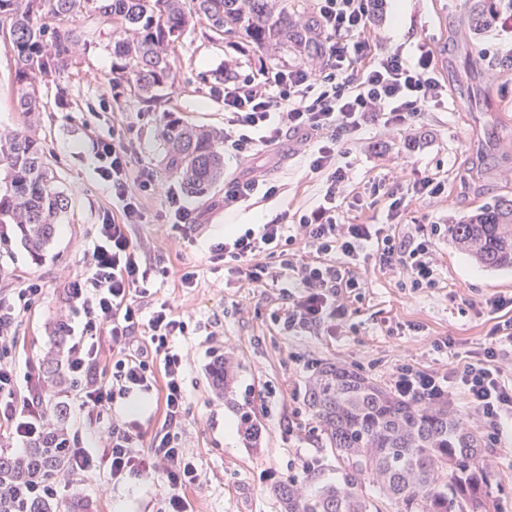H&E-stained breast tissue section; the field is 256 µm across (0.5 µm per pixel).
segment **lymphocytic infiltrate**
Listing matches in <instances>:
<instances>
[{
    "mask_svg": "<svg viewBox=\"0 0 512 512\" xmlns=\"http://www.w3.org/2000/svg\"><path fill=\"white\" fill-rule=\"evenodd\" d=\"M387 2L316 0V18L331 42L330 64L271 68L261 77H239L224 87V143L236 154L250 156L257 148L278 146L293 133L316 139L308 158L310 170L326 178L319 203L292 216L277 214L210 247L211 263L223 264L229 274L249 283L262 287L287 281L282 329L289 334L332 330L349 318L348 300L364 286L358 263L365 245L373 246L380 268L404 274L403 285L410 291L438 283L434 240L440 225L418 224L407 235L397 234L396 226L412 200L444 196L447 185L440 177L373 184V195L386 203L382 223L349 224L343 216L352 179L345 158L356 133L367 125L412 132L424 112L448 98L427 48L413 59L399 49L373 51V22ZM130 151V143L119 138L100 144L96 173L111 183L122 214L120 220L98 225L88 273L64 289L67 304L79 316L76 330L69 333L67 369L79 389L81 409L108 424L103 447L91 450L81 438L69 437V474L77 477L100 468L115 483L158 476L164 491L156 512H193L185 491L200 483L201 474L180 436L187 414L189 358L174 346L188 326L167 302L149 308L143 304L150 295L151 270L132 232L143 221L139 196L155 190L156 183L149 176L130 188ZM307 247L314 251L309 260L302 255ZM338 254L343 257L339 263L334 260ZM42 293L41 284L31 282L11 296H0V427L26 442L46 431L45 388L36 372L18 381L10 356L17 347L20 319ZM467 305L493 317L487 342L468 352L462 367L445 374L399 364L392 382L399 395L421 403L460 393L488 428V443L494 446L502 419L512 415V376L507 373L512 295L484 294ZM156 391L162 395L163 422L152 436H144L138 422L113 418L116 399ZM143 440L148 443L144 449L139 446Z\"/></svg>",
    "mask_w": 512,
    "mask_h": 512,
    "instance_id": "1",
    "label": "lymphocytic infiltrate"
}]
</instances>
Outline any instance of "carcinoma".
Returning <instances> with one entry per match:
<instances>
[{"label":"carcinoma","instance_id":"obj_1","mask_svg":"<svg viewBox=\"0 0 512 512\" xmlns=\"http://www.w3.org/2000/svg\"><path fill=\"white\" fill-rule=\"evenodd\" d=\"M491 0H473L471 25L491 23ZM14 61L19 109H40L38 84L61 73L77 51L109 34L116 59L112 81L145 102L173 84V54L190 23L208 37L243 34L260 51L323 53L313 15L288 11L286 0H0V22ZM160 163L201 194L224 174L218 138L172 120L162 132ZM0 224H13L24 245L44 251L69 198L39 141L26 131L0 135ZM448 240L493 270L512 269V198L448 225ZM307 402L325 443L344 466L342 477L311 494L297 484L274 487L282 512H500V479L488 459L482 427L446 400L402 399L347 365L327 362L309 383ZM57 427L20 454L0 451V512H60L56 481L69 468L70 449ZM372 486L374 493L364 490Z\"/></svg>","mask_w":512,"mask_h":512}]
</instances>
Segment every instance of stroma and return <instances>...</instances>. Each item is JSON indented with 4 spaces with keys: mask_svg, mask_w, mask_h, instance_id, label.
Wrapping results in <instances>:
<instances>
[{
    "mask_svg": "<svg viewBox=\"0 0 512 512\" xmlns=\"http://www.w3.org/2000/svg\"><path fill=\"white\" fill-rule=\"evenodd\" d=\"M471 5V0H390L385 20L374 25L378 51L399 47L410 54L420 45L433 47L440 77L448 86L447 104L423 115L417 144H410L405 134L370 125L359 132L348 158L354 173L352 199L364 196L377 180L447 177L452 203L412 202L404 216L407 229L416 222L444 225L477 213L499 197H512V39L492 27L473 34L468 26ZM110 42V37H102L81 50L60 77L49 78L40 90L43 111L28 117L17 108L13 58L0 41V133L32 127L56 185L70 199L42 255L29 252L16 233L0 241V294L30 281L43 287L18 327L20 343L13 356L17 374L22 377L44 365L58 350V325L68 316L61 301L63 289L69 279L88 273L97 224L120 210L111 185L94 170L97 146L115 135L129 139L131 184L147 174L159 184L157 193L140 198L144 219L135 226L133 240L152 269L156 300L168 301L189 324L188 334L175 341L190 355L185 374L188 414L181 441L204 481L188 489L187 497L194 512H279L275 482L294 477L311 492L340 475L307 405L313 366L342 361L386 386L404 362L447 372L462 364L466 352L484 344L491 327L487 317L466 309L465 300L512 293V273L478 266L442 235L435 243L437 287L410 292L401 286L402 273L379 268L368 258L359 266L365 282L361 299L352 304L346 322L332 332L286 335L271 319L282 306L279 289L225 279L223 270L210 263L209 247L226 232L318 202L325 178L308 167L310 141L293 134L279 146L249 157L225 153L223 180L199 196L185 193L180 179L162 170L159 160L164 149L161 134L170 120L223 132L225 70L246 75L263 66L297 65L308 60L306 55H262L245 39L208 40L197 28L175 50V85L165 89L160 104L150 106L113 84ZM60 85L68 91L66 98L57 96ZM249 175L273 178L279 194L247 207H225V181ZM170 191L182 194L199 213L188 234L173 227L166 199ZM352 199L343 205L347 220H383V199L363 210L355 208ZM188 270L198 272L197 287H181L180 276ZM214 323L223 332L225 351L239 361L227 394L213 385L208 371L207 335ZM446 336L457 339L456 348L434 349V341ZM45 388L47 404L65 406L69 433L78 434L86 446H99L107 426L80 410L75 387L49 382ZM112 412L122 420H138L147 436L162 423L161 401L154 395L116 400ZM244 413L261 428L257 446H250L239 432L230 441L224 436L225 425L239 424ZM501 431L489 456L500 476L503 512H512V417L503 419ZM304 459L313 461L314 469L302 471ZM57 491L64 512H154L161 482L131 478L114 486L107 474L91 473L61 477Z\"/></svg>",
    "mask_w": 512,
    "mask_h": 512,
    "instance_id": "obj_1",
    "label": "stroma"
}]
</instances>
